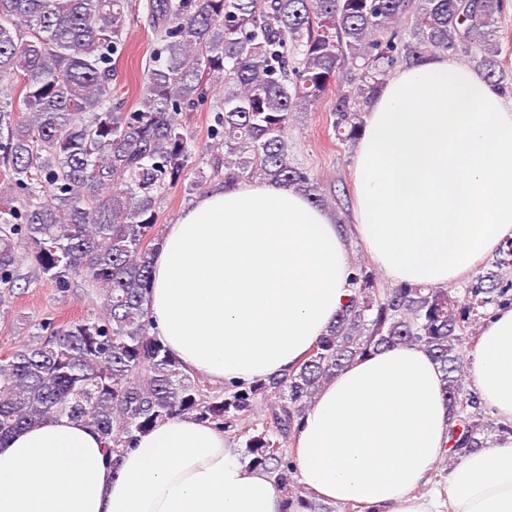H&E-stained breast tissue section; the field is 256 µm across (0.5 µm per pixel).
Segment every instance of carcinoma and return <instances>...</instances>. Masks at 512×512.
Returning a JSON list of instances; mask_svg holds the SVG:
<instances>
[{
  "instance_id": "carcinoma-1",
  "label": "carcinoma",
  "mask_w": 512,
  "mask_h": 512,
  "mask_svg": "<svg viewBox=\"0 0 512 512\" xmlns=\"http://www.w3.org/2000/svg\"><path fill=\"white\" fill-rule=\"evenodd\" d=\"M130 0H0V300L19 283L80 280L96 316L57 326L0 357V444L50 417L94 427L118 456L159 422L185 414L243 439L251 468L274 475L285 506H314L290 485L296 431L319 388L360 357L424 348L453 415L449 458L512 425L485 415L465 372L487 309L512 306V238L464 284L387 285L353 264L352 295L291 370L224 393L192 378L152 332L144 307L162 236L158 202L183 186L280 182L330 201L288 143L296 114L333 95L332 131L362 134L361 106L398 65L464 55L505 92L494 42L505 0H142L155 36L140 108L115 98ZM213 106L208 142L178 116ZM267 403L253 419L257 399Z\"/></svg>"
}]
</instances>
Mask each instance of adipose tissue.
Instances as JSON below:
<instances>
[{"mask_svg":"<svg viewBox=\"0 0 512 512\" xmlns=\"http://www.w3.org/2000/svg\"><path fill=\"white\" fill-rule=\"evenodd\" d=\"M356 234L393 282L450 285L512 238V105L448 55L401 66L367 108L353 158ZM349 234L301 190L210 187L168 225L145 307L189 372L253 382L293 368L352 294ZM467 371L512 423V307L492 310ZM438 365L417 347L358 359L296 436L313 500L366 512H512V434L462 457L448 493L418 495L449 452ZM270 475L223 431L176 416L117 461L98 433L48 418L0 445V512H283Z\"/></svg>","mask_w":512,"mask_h":512,"instance_id":"obj_1","label":"adipose tissue"}]
</instances>
